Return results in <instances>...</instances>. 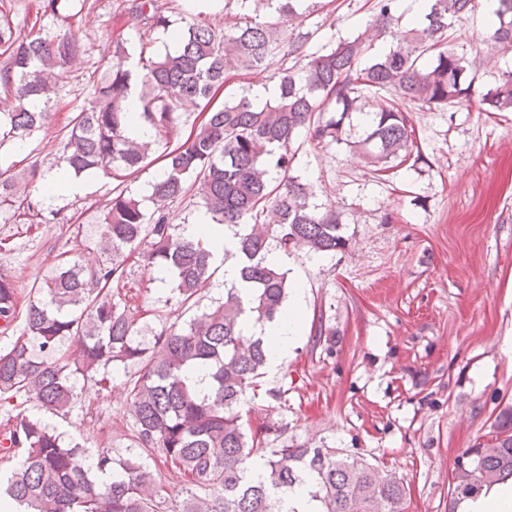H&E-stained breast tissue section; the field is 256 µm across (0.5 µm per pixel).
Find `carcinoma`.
<instances>
[{
  "label": "carcinoma",
  "instance_id": "carcinoma-1",
  "mask_svg": "<svg viewBox=\"0 0 512 512\" xmlns=\"http://www.w3.org/2000/svg\"><path fill=\"white\" fill-rule=\"evenodd\" d=\"M263 6L281 23L252 13L224 12V29L208 19L177 32L174 52L156 53L151 31L169 28L157 0H139L148 25L137 43V68L114 67L94 85L89 104L71 120L59 142L61 166L79 176L98 172L115 179L132 175L165 147L166 166L151 185V199L172 201L198 186L199 206L216 224L236 229L241 278L224 301L153 335L152 346L120 307L135 283L126 267L174 273L179 304L187 306L216 272L210 240L188 238L156 210L121 191L106 204L101 250L95 266L76 260L59 264L34 288L25 327L11 347L0 350V401L20 394L48 413L66 416L75 400L72 377H94L113 365L140 366L128 381L135 420V447L160 454L180 494L155 489L153 472L140 458L117 460L110 449L89 454L66 446L50 425L19 411L0 421V461L18 458L0 478V502L15 512H275L281 495L309 480L319 512H403L406 488L395 474L334 448H268L265 437L279 430L266 417L245 427L239 404L257 391L268 346L245 334V323L272 322L288 297L287 272L267 261L271 248L332 253L345 246L340 215L332 205L310 204L312 191L290 174L299 131L315 144L342 140L345 120L358 111L362 92L394 88L380 111L366 117L365 137L355 143L377 172L393 160L405 162L414 146L406 110L446 111L466 105L474 77L463 58L446 48L452 20L475 10L476 0H430L420 24L382 54L360 37L308 52L311 34L288 38L290 67L275 72L273 102L260 104L246 92L221 106L212 104L229 65L266 69L282 50L280 24L302 22L306 0H240ZM400 0H375L371 24L381 35L398 25ZM488 39L512 48V0H498ZM0 70L13 110L0 112V146L21 141L42 127L63 74L81 53L71 37L37 32L16 35L0 4ZM139 88L138 120L152 136L131 132L125 99ZM484 112H512V74L480 100ZM197 113L188 138L179 137L184 114ZM281 175L277 185L268 179ZM17 183L0 171V206L17 198ZM146 248H141L142 243ZM20 311L17 289L0 273V333L14 330ZM512 480V416L495 425L491 438L466 449L451 474V503Z\"/></svg>",
  "mask_w": 512,
  "mask_h": 512
}]
</instances>
